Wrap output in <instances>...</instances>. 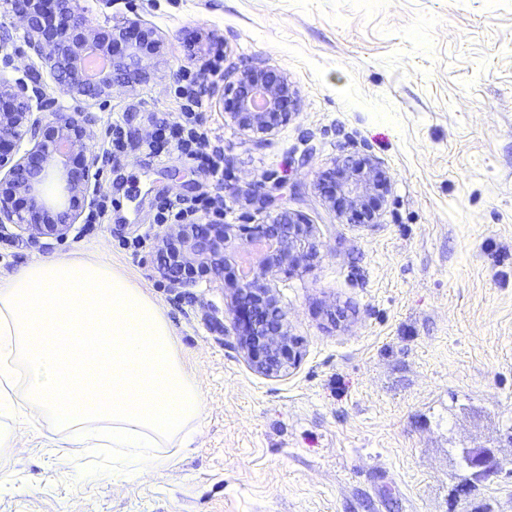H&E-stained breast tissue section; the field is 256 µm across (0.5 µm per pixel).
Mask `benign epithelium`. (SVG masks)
<instances>
[{"instance_id":"benign-epithelium-1","label":"benign epithelium","mask_w":512,"mask_h":512,"mask_svg":"<svg viewBox=\"0 0 512 512\" xmlns=\"http://www.w3.org/2000/svg\"><path fill=\"white\" fill-rule=\"evenodd\" d=\"M0 16L16 17L22 40L49 69L60 90L77 103L46 116L34 115L27 87L0 78V224H12L33 239L65 238L85 210L97 156L89 144V108L112 97L116 87L144 83L149 73L139 68L145 57L160 59L162 42L140 20H126L103 30L87 18L79 0H0ZM95 53L108 66L96 77L85 72ZM222 103L232 120L256 135H268L297 103L288 79L263 62L224 75ZM32 147L20 151L23 142ZM386 176L372 161L343 171V213L366 207L371 192L384 187ZM313 225L300 214L282 209L269 224H213L202 232L193 224H176L158 237L156 253L174 278L184 270L210 267L217 274L239 264L259 243L272 248L253 254L248 272L224 282L234 303L250 304L263 318L237 336L239 349L264 374H279L298 359L297 341L272 288L278 274L309 263L315 256ZM467 476L457 493L467 495L502 471L491 448H463Z\"/></svg>"}]
</instances>
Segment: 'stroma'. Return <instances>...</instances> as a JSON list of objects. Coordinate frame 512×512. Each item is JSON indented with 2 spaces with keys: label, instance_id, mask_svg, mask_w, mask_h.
<instances>
[{
  "label": "stroma",
  "instance_id": "35a3bbf8",
  "mask_svg": "<svg viewBox=\"0 0 512 512\" xmlns=\"http://www.w3.org/2000/svg\"><path fill=\"white\" fill-rule=\"evenodd\" d=\"M103 27L140 19L163 42L149 82L93 106L98 223L31 240L0 229V279L47 255L94 257L163 308L200 378L205 413L163 475L90 474L36 432L0 459V512H512V475L456 496L460 449L512 461V0H83ZM220 38L225 68L264 60L298 99L273 134L241 129L209 93L206 128L222 186L193 162L142 143L172 117L178 69ZM0 73L65 96L0 20ZM126 149L110 157L111 127ZM372 159L389 184L376 218L341 215L344 162ZM228 224L288 208L316 226L317 256L275 281L300 342L295 368L252 370L224 281L177 287L155 261L157 203L206 191Z\"/></svg>",
  "mask_w": 512,
  "mask_h": 512
}]
</instances>
